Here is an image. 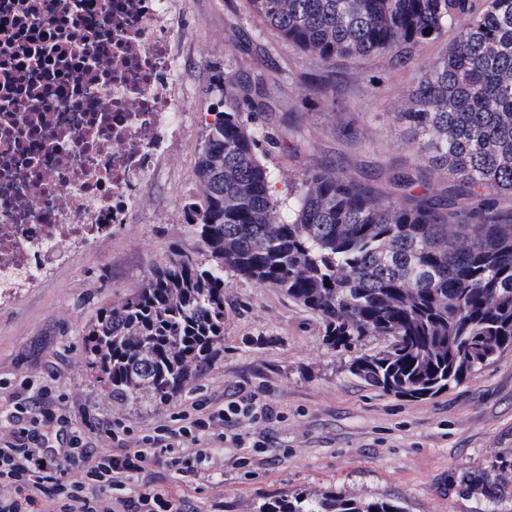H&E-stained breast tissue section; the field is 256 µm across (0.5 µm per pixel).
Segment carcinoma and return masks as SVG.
<instances>
[{
    "instance_id": "obj_1",
    "label": "carcinoma",
    "mask_w": 512,
    "mask_h": 512,
    "mask_svg": "<svg viewBox=\"0 0 512 512\" xmlns=\"http://www.w3.org/2000/svg\"><path fill=\"white\" fill-rule=\"evenodd\" d=\"M265 31L325 64L388 53L405 67L445 31L452 47L422 62L397 120L416 135L412 169L362 176L334 157L303 170L288 197L260 143L276 81L224 76V109L205 122L194 170L202 203L185 205L206 264L175 253L142 288L81 330L106 394L164 403L197 381L224 340V274L272 285L315 314L345 369L404 398L435 396L512 349V0H245ZM375 338L372 352L359 346ZM512 460L465 471L487 508L512 489ZM258 512H404L336 492L275 495Z\"/></svg>"
}]
</instances>
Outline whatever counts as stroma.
Listing matches in <instances>:
<instances>
[{"label":"stroma","mask_w":512,"mask_h":512,"mask_svg":"<svg viewBox=\"0 0 512 512\" xmlns=\"http://www.w3.org/2000/svg\"><path fill=\"white\" fill-rule=\"evenodd\" d=\"M258 23L244 0H176L173 81L185 114L182 131L167 141L158 168L140 186L130 223L77 249L40 288L0 308V397L15 391L35 397L49 389L50 411L77 425L95 421L91 439L108 448L114 421L143 434L193 400L221 403L243 386L281 418L241 420L237 432L265 436L268 448L225 449L223 469L192 492L193 512H257L274 495L330 491L392 500L405 512H480L481 496L463 491L455 479L495 459H512V350L434 397H397L345 371V354L324 343L316 315L280 289L230 276L221 351L189 391L149 408L115 402L86 367L84 325L137 292L173 252H202L186 230L184 206L199 198L193 171L204 117L221 102L214 86L219 73L241 67L266 75L269 56L284 70L270 131L302 140L305 149L267 155L277 197L286 196L290 178L340 154L360 172L413 165L411 133L396 116L409 105L415 66L399 68L389 55L375 54L328 67L271 33L257 47L241 42V32ZM316 75L334 83V105L324 106L313 91ZM243 457L249 460L244 467Z\"/></svg>","instance_id":"1"}]
</instances>
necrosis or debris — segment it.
Here are the masks:
<instances>
[{
	"label": "necrosis or debris",
	"instance_id": "obj_1",
	"mask_svg": "<svg viewBox=\"0 0 512 512\" xmlns=\"http://www.w3.org/2000/svg\"><path fill=\"white\" fill-rule=\"evenodd\" d=\"M174 0H0V303L127 223L183 114Z\"/></svg>",
	"mask_w": 512,
	"mask_h": 512
}]
</instances>
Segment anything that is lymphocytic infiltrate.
Here are the masks:
<instances>
[{"label": "lymphocytic infiltrate", "mask_w": 512, "mask_h": 512, "mask_svg": "<svg viewBox=\"0 0 512 512\" xmlns=\"http://www.w3.org/2000/svg\"><path fill=\"white\" fill-rule=\"evenodd\" d=\"M6 405L17 429L10 437H0V512H171L166 491L136 485L148 465L192 475L223 469L224 445H265L263 439L249 441L236 433L241 420L277 417L273 406L252 393L218 405L199 400L179 412L174 425L153 428L135 439L130 427L113 423L111 448L98 450L71 420L48 416L41 427L28 428L23 424L25 403L12 396ZM60 457L78 465V477L55 468Z\"/></svg>", "instance_id": "lymphocytic-infiltrate-1"}]
</instances>
